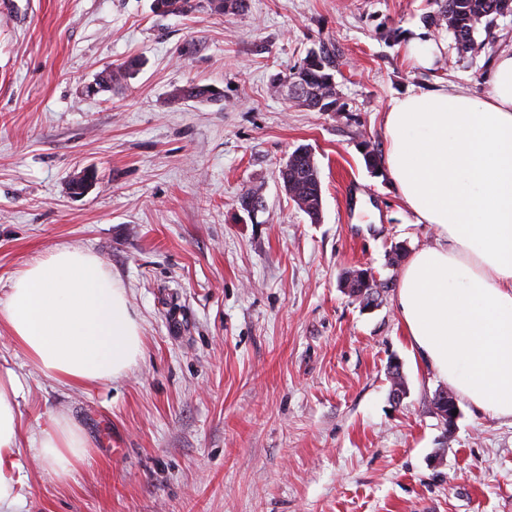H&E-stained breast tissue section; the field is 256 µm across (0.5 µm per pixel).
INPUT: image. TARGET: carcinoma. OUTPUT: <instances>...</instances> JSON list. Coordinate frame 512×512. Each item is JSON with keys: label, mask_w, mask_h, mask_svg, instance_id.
<instances>
[{"label": "carcinoma", "mask_w": 512, "mask_h": 512, "mask_svg": "<svg viewBox=\"0 0 512 512\" xmlns=\"http://www.w3.org/2000/svg\"><path fill=\"white\" fill-rule=\"evenodd\" d=\"M247 0H206L210 11L226 14L242 11ZM155 12L162 15H183L197 7L198 0H154ZM436 10L424 18L427 28L444 29L453 37L456 49L461 53L476 55L484 43L475 38L478 27L491 29L497 17L512 15V0H434ZM139 67V61L128 59L110 70L101 72L98 85L110 88L129 79ZM334 54L324 45L310 50L301 64L284 78L276 77L271 87L280 93L282 82L293 81L308 88L307 95L298 102L316 112H341L344 105L339 103L336 92ZM220 95L208 86L188 84L173 91L176 101L197 100L217 101ZM283 187L301 211L317 209L322 205V184L319 172L311 155L291 153L280 172Z\"/></svg>", "instance_id": "cac0c4a2"}]
</instances>
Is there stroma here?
Masks as SVG:
<instances>
[{"mask_svg": "<svg viewBox=\"0 0 512 512\" xmlns=\"http://www.w3.org/2000/svg\"><path fill=\"white\" fill-rule=\"evenodd\" d=\"M433 0H248L161 16L153 0H9L0 11V300L24 265L56 248L91 252L123 284L143 353L122 377L68 385L33 366L0 326V372L21 391L17 512H512V423L466 401L452 429L431 400L448 384L406 341L395 308L402 262L434 245L411 223L387 169L383 120L410 89L481 76L512 53V16L451 35L432 67L386 39L422 26ZM336 49L340 112L273 93L319 44ZM141 69L92 95L130 57ZM218 102H173L189 83ZM310 147L319 223L279 171ZM90 175L83 193L73 180ZM263 209L239 204L245 190ZM371 268L363 308L339 286ZM398 362L406 395L393 401ZM74 420L88 460L59 481L34 439Z\"/></svg>", "mask_w": 512, "mask_h": 512, "instance_id": "obj_1", "label": "stroma"}]
</instances>
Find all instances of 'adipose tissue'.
Returning a JSON list of instances; mask_svg holds the SVG:
<instances>
[{
	"mask_svg": "<svg viewBox=\"0 0 512 512\" xmlns=\"http://www.w3.org/2000/svg\"><path fill=\"white\" fill-rule=\"evenodd\" d=\"M485 96L448 85L393 99L386 166L436 243L403 265L396 310L413 351L474 408L512 422V53L483 76ZM0 326L46 376L116 380L143 352L127 292L95 255L57 249L17 272ZM18 381L0 374V507L20 499ZM36 451L58 480L85 461L79 428L42 429Z\"/></svg>",
	"mask_w": 512,
	"mask_h": 512,
	"instance_id": "1",
	"label": "adipose tissue"
}]
</instances>
